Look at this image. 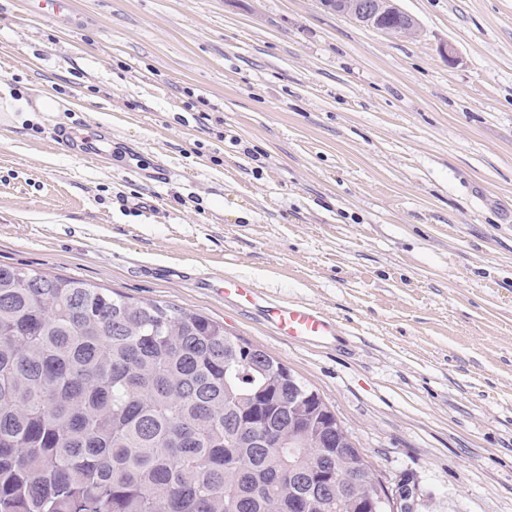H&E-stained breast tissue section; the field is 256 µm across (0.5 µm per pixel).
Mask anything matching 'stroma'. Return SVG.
Returning a JSON list of instances; mask_svg holds the SVG:
<instances>
[{"label":"stroma","mask_w":512,"mask_h":512,"mask_svg":"<svg viewBox=\"0 0 512 512\" xmlns=\"http://www.w3.org/2000/svg\"><path fill=\"white\" fill-rule=\"evenodd\" d=\"M0 0V264L223 323L317 391L407 512H512V0ZM105 130L99 163L57 141ZM321 309L322 344L219 292ZM322 7L337 16L349 17L359 24L385 34L416 35L418 21L402 10L395 0H320ZM400 21L393 25L392 20ZM15 92L6 84L0 83V112H59L61 104L59 99L50 93H43L31 102L27 97L15 96ZM232 298L240 306L252 305L257 298L254 284L242 277L224 276V299Z\"/></svg>","instance_id":"1"}]
</instances>
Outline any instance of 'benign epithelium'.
<instances>
[{"mask_svg":"<svg viewBox=\"0 0 512 512\" xmlns=\"http://www.w3.org/2000/svg\"><path fill=\"white\" fill-rule=\"evenodd\" d=\"M322 7L341 17H349L359 24L385 34L416 35L418 21L402 10L395 0H320ZM400 24H392V20ZM357 512H398L394 499L378 488L376 494L365 495L358 491L351 494Z\"/></svg>","mask_w":512,"mask_h":512,"instance_id":"7a95c632","label":"benign epithelium"}]
</instances>
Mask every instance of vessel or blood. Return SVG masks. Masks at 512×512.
Returning a JSON list of instances; mask_svg holds the SVG:
<instances>
[{
	"mask_svg": "<svg viewBox=\"0 0 512 512\" xmlns=\"http://www.w3.org/2000/svg\"><path fill=\"white\" fill-rule=\"evenodd\" d=\"M224 295L238 305L247 306L255 303L257 290L245 278L228 276L224 279ZM266 317L276 333L290 341H325L337 332L332 319L308 305L275 303L267 308Z\"/></svg>",
	"mask_w": 512,
	"mask_h": 512,
	"instance_id": "obj_1",
	"label": "vessel or blood"
}]
</instances>
